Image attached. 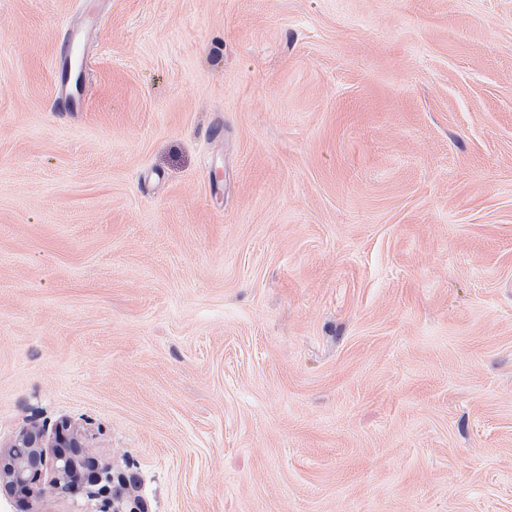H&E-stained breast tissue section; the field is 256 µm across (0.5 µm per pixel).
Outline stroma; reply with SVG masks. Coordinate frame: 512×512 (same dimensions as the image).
I'll return each instance as SVG.
<instances>
[{
	"instance_id": "stroma-1",
	"label": "stroma",
	"mask_w": 512,
	"mask_h": 512,
	"mask_svg": "<svg viewBox=\"0 0 512 512\" xmlns=\"http://www.w3.org/2000/svg\"><path fill=\"white\" fill-rule=\"evenodd\" d=\"M0 0V451L148 512H512V0ZM24 498L0 512H85ZM90 33L91 29L84 24L72 26L63 37L57 51L54 67V79L58 90L56 99L57 101L64 100L70 103L73 112L78 111L82 107L83 96H75L73 93L71 60L81 42H84L85 45L87 44ZM13 448H29V455L36 457L40 468L32 469L26 460L16 459ZM44 448L60 449L48 455ZM81 448H84L85 454ZM85 448L82 435L67 424L58 427L53 445L44 439L40 429H26L10 446L8 453L3 458L1 455V484L12 490H27L31 494L49 492L72 498L86 497L96 502L95 512H145L143 498L134 491L127 497L126 502L113 500H122L123 489L118 487L112 494V486L117 482L127 481L125 472L112 470L108 465L99 467ZM72 450L84 459L83 468L72 466ZM47 469L55 473V478L49 482L48 487H42L39 485V479L42 472Z\"/></svg>"
}]
</instances>
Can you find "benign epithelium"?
Wrapping results in <instances>:
<instances>
[{
  "mask_svg": "<svg viewBox=\"0 0 512 512\" xmlns=\"http://www.w3.org/2000/svg\"><path fill=\"white\" fill-rule=\"evenodd\" d=\"M52 446L56 451L49 455L46 449ZM13 447L29 449L39 461V468H30L26 460L8 452L0 459V482L12 490L86 497L95 501V512H145L143 498L135 493L121 502L113 500L112 486L127 481L125 472L115 471L108 465L99 466L90 454L82 451L84 441L79 431L67 424L58 427L52 443L44 439L40 429L32 427L19 435ZM47 469L55 473V478L42 487L39 479Z\"/></svg>",
  "mask_w": 512,
  "mask_h": 512,
  "instance_id": "benign-epithelium-1",
  "label": "benign epithelium"
}]
</instances>
